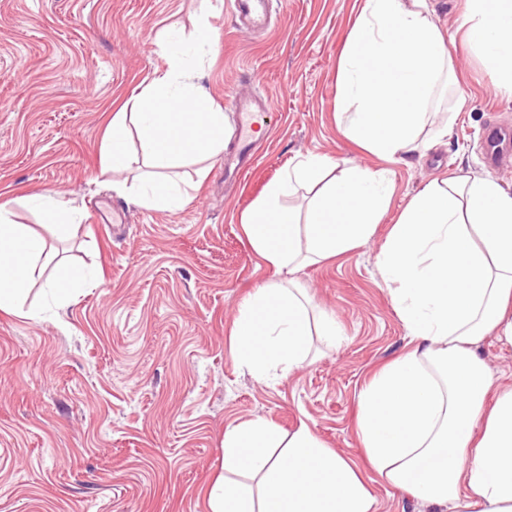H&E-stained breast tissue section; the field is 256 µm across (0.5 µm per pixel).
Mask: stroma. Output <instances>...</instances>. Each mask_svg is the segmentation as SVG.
Returning a JSON list of instances; mask_svg holds the SVG:
<instances>
[{
	"label": "stroma",
	"instance_id": "obj_1",
	"mask_svg": "<svg viewBox=\"0 0 512 512\" xmlns=\"http://www.w3.org/2000/svg\"><path fill=\"white\" fill-rule=\"evenodd\" d=\"M361 4L274 0L270 29L247 36L226 0H0V202L16 199L17 221L51 234L18 198L60 193L85 218L51 235L57 263L103 270L64 310L36 287L29 298L44 318L0 314V512H209L204 491L222 471L225 428L257 417L287 431L308 421L357 465L377 512H419L409 494L377 482L355 429L366 381L409 341L378 256L411 197L435 178L489 174L512 192V161L488 172L481 141L487 126L512 129V97L462 42L466 0H431L456 80L432 102L425 130L447 121L452 129L421 155L370 154L343 134L335 104ZM204 11L214 32L201 83L226 109L225 147L238 92L269 96L272 133L236 183L225 184L219 157L177 212L137 206L99 174L107 118L165 68L166 30L193 32ZM308 155L387 171L391 199L366 243L296 275L344 341H314L309 362L267 383L230 347L241 305L269 276L241 216L288 162Z\"/></svg>",
	"mask_w": 512,
	"mask_h": 512
}]
</instances>
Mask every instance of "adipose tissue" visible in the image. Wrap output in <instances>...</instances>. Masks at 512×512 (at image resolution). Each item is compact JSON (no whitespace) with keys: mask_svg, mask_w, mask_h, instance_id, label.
Segmentation results:
<instances>
[{"mask_svg":"<svg viewBox=\"0 0 512 512\" xmlns=\"http://www.w3.org/2000/svg\"><path fill=\"white\" fill-rule=\"evenodd\" d=\"M467 38L486 58L495 86L512 95V0H469ZM211 39L206 20L175 29L166 69L113 113L100 147V173L135 205L176 211L201 188L187 181L188 157L224 150V109L197 85L196 55ZM452 63L428 0H363L344 46L336 104L344 133L368 152L406 158L447 136L419 131ZM139 151H131L130 136ZM317 187L309 224L282 204ZM391 196L385 171L337 169L311 155L270 181L244 213L251 247L272 277L245 300L232 332L238 363L273 381L306 362L312 336L343 340L335 318L282 278L362 245ZM55 252L0 203V313L26 311L36 282L59 306L99 281V271L44 279ZM382 279L410 347L370 378L358 400L356 432L380 482L437 512H512V386L497 382L475 347L488 336L512 345V194L488 177L451 174L417 193L379 256ZM210 512H376L360 473L307 421L284 431L257 417L224 430V472L206 489Z\"/></svg>","mask_w":512,"mask_h":512,"instance_id":"adipose-tissue-1","label":"adipose tissue"}]
</instances>
